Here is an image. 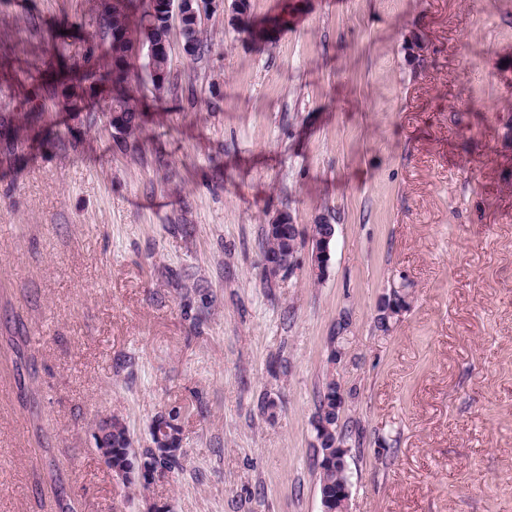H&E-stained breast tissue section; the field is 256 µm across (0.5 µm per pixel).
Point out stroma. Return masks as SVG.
<instances>
[{"label":"stroma","mask_w":512,"mask_h":512,"mask_svg":"<svg viewBox=\"0 0 512 512\" xmlns=\"http://www.w3.org/2000/svg\"><path fill=\"white\" fill-rule=\"evenodd\" d=\"M286 3L263 45L234 0L201 56L172 33V84L138 68L126 138L95 99H49L57 140L0 153V512H321L329 378L358 434L349 512H512V0H248L258 20ZM95 15L0 0V115L56 51L103 58ZM282 213L335 224L323 277L303 243L263 280ZM174 407L182 470L146 490L100 461V418L141 449ZM299 237L300 236H298L296 239L297 245L293 247L290 253L288 252V250H286L285 252L277 254L275 256L269 255L267 259L266 257H263L264 275H267L271 281L277 279L282 275L291 274L294 271V269H296L298 264L296 250H298Z\"/></svg>","instance_id":"stroma-1"}]
</instances>
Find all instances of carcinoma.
Listing matches in <instances>:
<instances>
[{"label": "carcinoma", "instance_id": "carcinoma-1", "mask_svg": "<svg viewBox=\"0 0 512 512\" xmlns=\"http://www.w3.org/2000/svg\"><path fill=\"white\" fill-rule=\"evenodd\" d=\"M145 2L98 0L96 28L108 43V60L105 63H89L78 69L63 56L55 62L56 86L53 92L61 94L64 103L74 111L80 107V96L70 92L71 88H78L86 95L99 98L105 103L104 112L110 115L112 126L121 129L124 134L135 130L142 122V110L132 98L129 88L138 46L144 42L161 46L154 60L155 67L164 75L158 89L165 88L170 75L169 54L163 49L168 32L165 11L158 7L156 13L149 14ZM236 12L245 16L237 24L238 32L247 35L256 44L271 40L273 33L288 23L279 14L256 20L250 16L246 0H241ZM44 112V105L35 100L29 101L27 124L36 137L41 133L40 122ZM25 144L26 141L12 135L8 122L0 116V147L4 154L13 158L20 157ZM335 398L336 380L332 378L319 391L313 421L315 440L323 451L338 444L345 445L351 438V430L336 423ZM181 467L179 462L158 459L149 448L141 451L134 448L127 428L118 423L112 424V472L115 476L123 477L130 484H140L149 481L161 468L173 472ZM316 467L319 496L328 502L329 507L334 508L341 500L340 493L344 486L351 482L347 460L328 464L318 460Z\"/></svg>", "mask_w": 512, "mask_h": 512}]
</instances>
